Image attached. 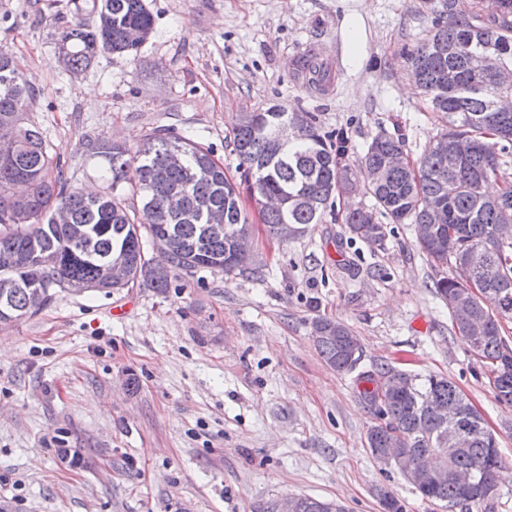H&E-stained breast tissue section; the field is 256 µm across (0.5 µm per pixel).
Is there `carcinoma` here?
<instances>
[{"mask_svg":"<svg viewBox=\"0 0 512 512\" xmlns=\"http://www.w3.org/2000/svg\"><path fill=\"white\" fill-rule=\"evenodd\" d=\"M439 19L431 34L402 53L403 67L425 94L429 109L448 118V128L434 136L415 162L394 167L392 156L405 154L399 136L379 133L357 157L372 182L365 193L370 206L345 202L342 221L353 238L382 247L387 225L406 222L429 227L421 249L439 268L433 286L443 302L457 295L468 302L471 325L478 327L473 352L489 369L495 398L512 404V346L501 335V320L512 317V264L496 279L489 267L512 259V109L491 107L496 74L467 66L487 47L497 50L499 67L512 69V0H473L464 9L456 0H437ZM132 28L148 40L154 22L145 0H97L93 20L63 28L58 41L65 70L87 71L98 56H137L141 45L128 41ZM296 75L307 91L323 95L328 77L317 54L296 62ZM33 90L11 53L0 49V123L17 131L18 148L0 153V323L39 312L56 288L83 291L128 286L163 293L181 272L206 268L225 275L260 274L254 260L238 255L234 238L250 232L240 185L259 207L261 223L273 238L284 224L302 233L321 224L327 209L347 194L355 181L352 151L343 130H321L316 114L290 112L278 105L243 113L231 137L239 160L240 182L224 172L209 148L190 138L156 128L130 150L102 138H87L86 153L101 160L108 189L88 194L63 178L42 128L26 118ZM288 128L280 151L274 134ZM500 182L497 195L485 184ZM126 265L127 281L111 283L108 265ZM481 284L487 302L465 294ZM317 350L332 370L353 371L360 355H351L344 323L318 317ZM400 369L381 365L356 376L359 394L385 424L374 425L367 447L374 455L393 437L406 439L411 459L426 458L448 444L449 425L430 414V399L457 409L455 422L466 446L449 456L456 469H472L477 481L497 486L500 457L497 440L482 415L445 376H411L410 386L389 393L386 381ZM422 498L453 506L482 502L453 480L418 489ZM298 512H345L338 502L300 497Z\"/></svg>","mask_w":512,"mask_h":512,"instance_id":"obj_1","label":"carcinoma"}]
</instances>
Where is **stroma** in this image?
<instances>
[{
    "label": "stroma",
    "mask_w": 512,
    "mask_h": 512,
    "mask_svg": "<svg viewBox=\"0 0 512 512\" xmlns=\"http://www.w3.org/2000/svg\"><path fill=\"white\" fill-rule=\"evenodd\" d=\"M154 34L136 59L105 54L73 76L59 61L69 0H0V48L35 91L32 117L72 185L101 180L84 136L137 147L154 128L210 147L227 174L240 113L281 105L345 130L355 150L402 136L418 158L446 123L402 67L425 37L433 0H146ZM314 50L332 74L311 96L294 61ZM260 277L201 269L166 293L56 290L36 315L0 326V499L13 512H265L307 495L346 512H443L366 437L376 419L354 373L322 360L318 316L358 336L359 369L389 364L452 380L494 431L497 493L470 512H512V405L451 329L414 225L384 247L350 240L334 215L288 241L246 202ZM77 449L71 465L62 449Z\"/></svg>",
    "instance_id": "obj_1"
}]
</instances>
